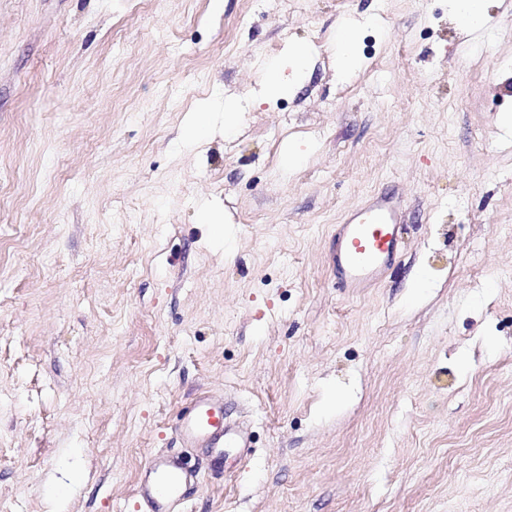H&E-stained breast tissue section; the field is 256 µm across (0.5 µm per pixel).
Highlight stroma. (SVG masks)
Returning <instances> with one entry per match:
<instances>
[{
  "label": "stroma",
  "instance_id": "1",
  "mask_svg": "<svg viewBox=\"0 0 512 512\" xmlns=\"http://www.w3.org/2000/svg\"><path fill=\"white\" fill-rule=\"evenodd\" d=\"M483 6L0 0V512H141L156 453L199 463L184 512H512V0ZM381 192L404 251L352 294L336 227ZM201 392L252 442L220 472L177 429ZM458 24L466 31L477 30L484 25L483 0H448ZM357 55L355 25L346 23L336 48L337 68L340 73L350 70ZM308 50L300 48L287 52L285 61L265 72L262 98L288 92L303 75L307 63Z\"/></svg>",
  "mask_w": 512,
  "mask_h": 512
}]
</instances>
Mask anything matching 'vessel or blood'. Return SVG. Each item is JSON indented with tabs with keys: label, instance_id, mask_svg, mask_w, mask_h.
I'll use <instances>...</instances> for the list:
<instances>
[{
	"label": "vessel or blood",
	"instance_id": "vessel-or-blood-1",
	"mask_svg": "<svg viewBox=\"0 0 512 512\" xmlns=\"http://www.w3.org/2000/svg\"><path fill=\"white\" fill-rule=\"evenodd\" d=\"M400 204L381 195L346 214L336 230V251L331 261L340 287L351 291L368 287L396 261L401 248L398 224ZM181 434L201 442L216 454L243 447L244 442L224 419V401L212 395L195 399L182 417ZM195 476L166 457L153 455L142 468L137 496L146 512H173L185 498V489Z\"/></svg>",
	"mask_w": 512,
	"mask_h": 512
}]
</instances>
